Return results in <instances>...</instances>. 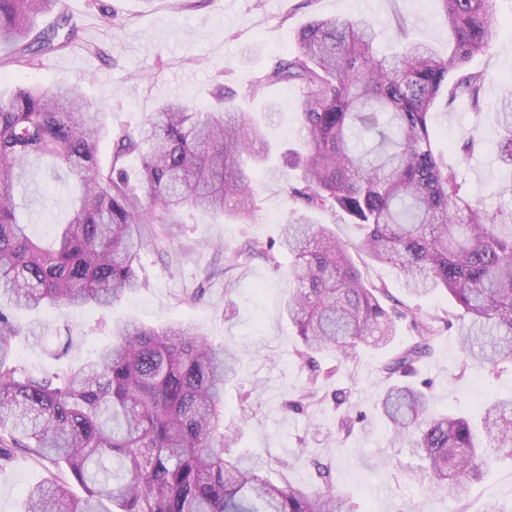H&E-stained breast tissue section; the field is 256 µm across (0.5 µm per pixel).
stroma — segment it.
Here are the masks:
<instances>
[{"instance_id":"obj_1","label":"stroma","mask_w":512,"mask_h":512,"mask_svg":"<svg viewBox=\"0 0 512 512\" xmlns=\"http://www.w3.org/2000/svg\"><path fill=\"white\" fill-rule=\"evenodd\" d=\"M172 10L167 0H65L82 28L83 41L68 50L36 57L32 67L0 69V93L20 85L49 83L61 78L78 82L82 94L105 114L113 132L139 129L150 112L169 98L198 105L211 103L216 86L243 90L273 57L297 50L296 32L318 16H360L378 33L375 50L387 55L422 41L440 53L448 51V27L431 0H189ZM498 38L470 62L489 75L485 108L469 109L463 101L439 98L434 107V146L448 158L472 200L487 208L512 209V195L499 196L498 186L512 183V168L494 155V112L506 96L512 77V0H495ZM263 99L278 102L274 125L263 127L269 144V165L251 166L259 186V209L239 222L209 213H187L185 222L157 250L140 253L136 272L139 290L109 310L84 307L63 312L45 308L20 313L23 321L39 322L49 335L76 336L83 360L111 339L112 322L133 318L150 326L189 321L216 345L242 355L237 378L224 387V424L237 431L238 452L267 463L269 478L315 484V470L298 459L308 449L327 463L338 494L356 512H483L488 501L512 499V461H498L459 502L427 489L422 461L410 447L392 443L385 426L372 413L382 390L381 351L365 346L349 368L338 369L333 389L346 392L348 403L366 412V431L340 440L335 434L337 410L327 401L304 411L290 406L304 387L309 368L294 354L295 331L284 307L292 286L287 267L272 268L256 258L224 276L223 250L247 238L279 242L293 205L287 189L297 170L285 166L282 153L295 145L296 110L300 91L294 85L266 88ZM478 130L484 152L468 157L460 145L465 132ZM312 220L327 225L339 240L354 248L356 264L368 279L384 284L392 299L428 317L455 314L447 294H408L398 270L367 261L357 247L362 232L342 214L319 212ZM459 325L437 337L433 354L419 378L431 385V407L478 419L483 403L512 395V365L490 372L476 366L460 369ZM50 476L49 464L26 456L0 467V512H22L26 491Z\"/></svg>"}]
</instances>
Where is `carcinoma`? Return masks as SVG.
I'll return each instance as SVG.
<instances>
[{
  "label": "carcinoma",
  "instance_id": "cac0c4a2",
  "mask_svg": "<svg viewBox=\"0 0 512 512\" xmlns=\"http://www.w3.org/2000/svg\"><path fill=\"white\" fill-rule=\"evenodd\" d=\"M448 26V54L417 43L378 56L372 25L362 18H315L297 33L298 50L273 59L245 86L295 84L305 150L290 160L302 172L288 196L301 213L276 246L252 238L224 254V273L260 258L278 267L283 254L294 287L286 313L299 359L310 367L316 398L329 376L316 356L339 361L362 343L389 344L409 323L415 341L382 366L376 401L393 439L426 461L429 490L459 500L490 464L512 458V396L488 406L480 423L434 412L412 380L432 352L443 318L418 315L388 290L364 279L344 244L309 213L343 211L365 228L361 251L396 266L411 295L441 290L459 310L461 373L474 364H512V211L473 202L434 148L431 109L444 94L480 111L488 75L468 68L495 39L492 0H437ZM59 0H0V63L28 64L67 48L78 27L60 13L38 32L36 19ZM220 87L215 104L159 105L136 135L113 138L112 162L98 164L108 135L102 113L78 83L16 87L0 99V464L18 453L54 467L28 490L24 512H355L313 461L321 487L273 482L265 463L244 460L224 429V383L237 377L238 354L210 343L186 322L159 328L117 322L112 340L90 360L54 373L26 370L15 338L42 341L20 311L95 305L109 309L140 287L133 266L156 242L150 224H183L195 210L250 219L259 194L246 162L259 164L260 126ZM497 157L512 167V102L496 110ZM138 158L135 177L124 167ZM43 169L68 174L70 212L50 242L35 239L26 196ZM85 488L73 491L72 482Z\"/></svg>",
  "mask_w": 512,
  "mask_h": 512
}]
</instances>
